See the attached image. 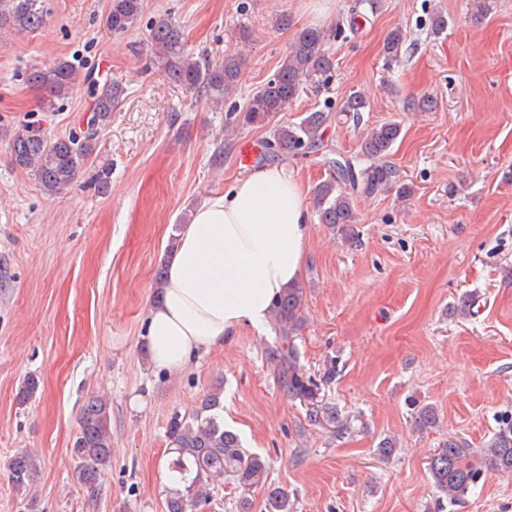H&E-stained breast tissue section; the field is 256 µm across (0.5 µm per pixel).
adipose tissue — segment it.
I'll return each mask as SVG.
<instances>
[{"label":"adipose tissue","instance_id":"ef3b65f1","mask_svg":"<svg viewBox=\"0 0 512 512\" xmlns=\"http://www.w3.org/2000/svg\"><path fill=\"white\" fill-rule=\"evenodd\" d=\"M308 221L301 186L276 166L198 205L176 236L161 299L148 310L152 365L179 374L243 328L263 334L274 302L301 280Z\"/></svg>","mask_w":512,"mask_h":512}]
</instances>
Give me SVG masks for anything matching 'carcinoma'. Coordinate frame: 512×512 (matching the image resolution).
<instances>
[{
  "label": "carcinoma",
  "mask_w": 512,
  "mask_h": 512,
  "mask_svg": "<svg viewBox=\"0 0 512 512\" xmlns=\"http://www.w3.org/2000/svg\"><path fill=\"white\" fill-rule=\"evenodd\" d=\"M143 0H108L104 25L114 36L126 33L138 20ZM48 19L45 0H0V37L9 33H32L43 28ZM341 32V25L330 28H305L299 31L289 46L272 78L247 99L242 123L268 126L275 117L288 109L305 84L318 75L329 72L334 62L324 49L329 37ZM406 32L396 27L387 36L384 50L398 57L406 42ZM183 28L169 18H159L150 26V50L143 70L163 72L169 80L205 99L215 102L236 89L248 58L242 53L227 54L214 61L205 55L194 56L185 49ZM85 75L74 62L57 58L50 64L34 66L27 75L29 86L45 91L41 106L54 109L55 102L69 97ZM126 89L106 82L95 85L91 125L64 137H50L32 121H25L13 132L9 141L12 164L31 173L43 190L56 195L68 189L85 162L93 155L100 131L112 121V112L122 102ZM328 119L324 111L308 112L298 122L275 126L269 149L277 153L306 154L317 147L318 135ZM401 134V126L389 120L371 128L360 144L368 163L359 167L346 160L336 169V175L322 182L316 192L319 223L347 239L355 236L353 199L373 197L398 185V171L387 161ZM305 304L304 288L297 286L282 294L272 311L276 340L278 380L289 397L305 403L316 400L317 385L306 376L299 362L292 336L301 323ZM39 383L29 376L18 388L19 405L29 403L36 395ZM223 383L213 386L200 409L189 418L173 417L168 426L169 447L177 453L174 471L192 475L184 489L169 492L167 512H193L211 497L210 478H219L230 471L240 484L257 486L265 481L267 464L258 456H250L240 448L238 436L224 429L221 418ZM314 421L321 419L335 425L338 433L350 429V421L342 420L336 411L316 407L311 411ZM417 430L427 432L438 427L434 408L424 406L414 417ZM75 479L81 485L96 490L102 468L111 462V412L105 399L91 397L82 409L80 430L72 447ZM483 467L471 463L462 448L452 439L442 442L429 461L432 484L448 503L464 500L484 471L512 474V418L502 422L489 447L484 449ZM9 480L18 492L24 491L38 476L40 464L34 453L23 448L7 463Z\"/></svg>",
  "instance_id": "carcinoma-1"
}]
</instances>
